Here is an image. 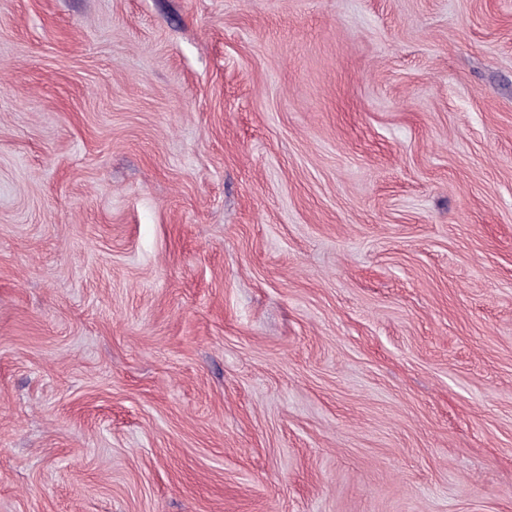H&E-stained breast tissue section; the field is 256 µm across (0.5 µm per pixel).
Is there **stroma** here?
<instances>
[{"instance_id":"stroma-1","label":"stroma","mask_w":512,"mask_h":512,"mask_svg":"<svg viewBox=\"0 0 512 512\" xmlns=\"http://www.w3.org/2000/svg\"><path fill=\"white\" fill-rule=\"evenodd\" d=\"M0 512H512V0H0Z\"/></svg>"}]
</instances>
